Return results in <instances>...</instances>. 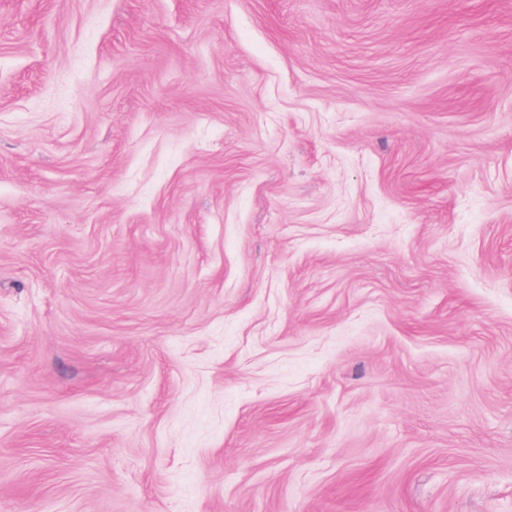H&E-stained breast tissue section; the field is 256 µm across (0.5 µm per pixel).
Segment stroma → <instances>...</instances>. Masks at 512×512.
I'll list each match as a JSON object with an SVG mask.
<instances>
[{"label": "stroma", "mask_w": 512, "mask_h": 512, "mask_svg": "<svg viewBox=\"0 0 512 512\" xmlns=\"http://www.w3.org/2000/svg\"><path fill=\"white\" fill-rule=\"evenodd\" d=\"M0 512H512V0H0Z\"/></svg>", "instance_id": "stroma-1"}]
</instances>
